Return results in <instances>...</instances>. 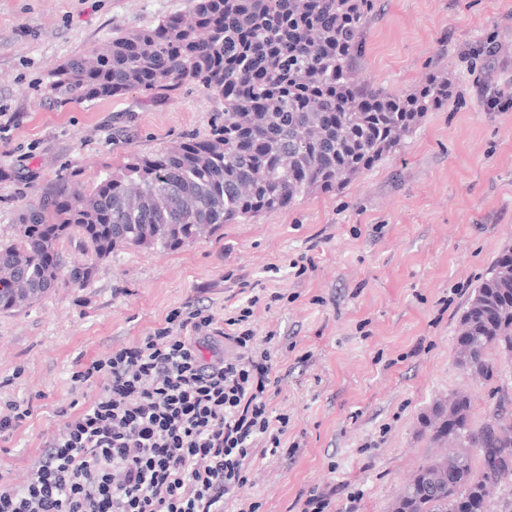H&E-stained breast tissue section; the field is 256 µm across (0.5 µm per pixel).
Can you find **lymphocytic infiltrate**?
<instances>
[{
    "instance_id": "f902f5d3",
    "label": "lymphocytic infiltrate",
    "mask_w": 512,
    "mask_h": 512,
    "mask_svg": "<svg viewBox=\"0 0 512 512\" xmlns=\"http://www.w3.org/2000/svg\"><path fill=\"white\" fill-rule=\"evenodd\" d=\"M252 308L220 321L173 311L163 327L82 364L108 382L28 465L0 477V512H224L248 479L255 445L277 455L286 415L269 402L271 354L253 349ZM239 351L224 356L225 343Z\"/></svg>"
}]
</instances>
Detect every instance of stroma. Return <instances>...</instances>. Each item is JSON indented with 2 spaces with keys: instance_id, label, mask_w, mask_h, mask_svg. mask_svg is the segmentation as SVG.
I'll return each mask as SVG.
<instances>
[{
  "instance_id": "obj_1",
  "label": "stroma",
  "mask_w": 512,
  "mask_h": 512,
  "mask_svg": "<svg viewBox=\"0 0 512 512\" xmlns=\"http://www.w3.org/2000/svg\"><path fill=\"white\" fill-rule=\"evenodd\" d=\"M189 0H0V242L59 188L91 192L133 157L224 120L199 87L131 91L63 104L51 70L117 32L154 26ZM357 69L390 94L429 79L447 103L364 171L271 214L220 227L175 251L97 258L80 236L59 244L90 269L30 307L0 312V399L34 412L0 445L20 481L81 399L77 361L134 343L176 309L228 317L254 302L255 346L270 350L271 405L287 414V454L255 459L224 512H389L431 454L420 418L461 390L474 425L512 398V364L488 383L456 362L459 318L494 260L512 249V0H376ZM498 107H490V100Z\"/></svg>"
}]
</instances>
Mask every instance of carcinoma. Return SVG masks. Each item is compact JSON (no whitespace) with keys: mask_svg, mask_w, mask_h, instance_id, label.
I'll use <instances>...</instances> for the list:
<instances>
[{"mask_svg":"<svg viewBox=\"0 0 512 512\" xmlns=\"http://www.w3.org/2000/svg\"><path fill=\"white\" fill-rule=\"evenodd\" d=\"M375 0H191L186 13L120 32L51 72L47 91L79 102L173 92L194 84L224 99V125L206 139L132 158L90 194L60 190L19 216L0 243V311L37 301L62 270L76 285L89 268L65 264L58 243L74 233L99 258L120 247L180 249L223 224L274 213L312 190L336 188L395 148L448 85L430 80L392 95L358 77ZM512 360V250L494 261L458 322L460 367L491 380V355ZM471 400L454 391L421 418L428 456L391 512H492L512 479V410L501 399L473 425ZM484 453L472 466L469 450Z\"/></svg>","mask_w":512,"mask_h":512,"instance_id":"cac0c4a2","label":"carcinoma"}]
</instances>
